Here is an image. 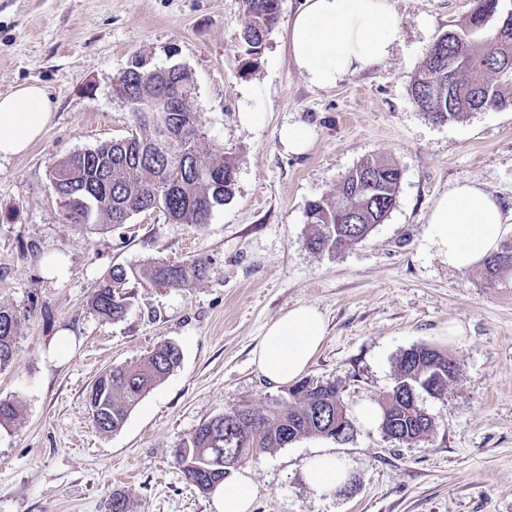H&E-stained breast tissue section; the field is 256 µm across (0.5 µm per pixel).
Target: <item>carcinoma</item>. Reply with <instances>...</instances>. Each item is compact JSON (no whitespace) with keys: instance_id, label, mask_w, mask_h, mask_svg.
Segmentation results:
<instances>
[{"instance_id":"cac0c4a2","label":"carcinoma","mask_w":512,"mask_h":512,"mask_svg":"<svg viewBox=\"0 0 512 512\" xmlns=\"http://www.w3.org/2000/svg\"><path fill=\"white\" fill-rule=\"evenodd\" d=\"M243 3L247 22L241 40L246 52L253 54L279 21L278 0ZM491 10V0H474L470 14L452 28L453 37L443 34L435 42V54L454 74V89H448L444 81H426L434 60L428 55L421 61L411 95L428 118L446 122L477 112L483 105L512 107V31L502 39L486 27ZM475 35L487 41L483 57L461 51ZM142 60L143 56H134L122 77L123 105L134 114L135 129L120 139L74 152L51 169L65 224H126L142 209L157 210L178 224H205L215 207L233 197V160L222 153L208 162L202 160L206 133L201 115L194 109L196 88L191 74L179 65L168 73H148L140 67ZM177 81L189 91L183 110L147 111L149 103ZM401 179L402 171L385 159L361 161L343 178L335 197L308 203L307 219L313 231L307 237V247L315 253H336L365 240L383 213L396 206ZM347 209L358 211L361 223H345L342 212ZM509 251L512 241L486 258L484 274L489 283L512 277V266L502 264ZM205 271L200 258L178 264L153 261L133 273L114 266L95 286L90 305L99 317L118 321L129 305V292L125 291L129 277L140 284L186 288ZM20 324L14 310L0 306V371L14 361ZM180 359L178 346L167 342L130 364L102 372L86 393L94 426L104 433L122 427L131 409L174 371ZM458 374L457 363L437 348L403 352L396 362L395 386L380 403L385 437L400 445L425 439L433 430V421L412 393L429 383L434 394L441 395ZM337 391L332 382L301 379L288 389L284 400L264 407L239 405L199 425L175 450V460L186 481L208 493L239 465L287 442L304 436L345 442L355 425ZM18 416L15 402L1 398L0 426L15 422Z\"/></svg>"}]
</instances>
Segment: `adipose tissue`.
I'll return each mask as SVG.
<instances>
[{
  "label": "adipose tissue",
  "instance_id": "1",
  "mask_svg": "<svg viewBox=\"0 0 512 512\" xmlns=\"http://www.w3.org/2000/svg\"><path fill=\"white\" fill-rule=\"evenodd\" d=\"M398 15L389 0H302L288 26V46L297 71L312 86L331 88L346 76L369 70L391 54ZM50 101L42 87L21 85L0 97V158L25 153L50 124ZM512 231V210L481 184L462 180L434 202L428 238L450 268L468 271L496 252ZM327 324L312 304L296 305L269 324L254 350L262 374L276 383L296 381L326 335ZM305 481L331 495L350 476L336 455L310 459ZM257 487L244 475L216 487L215 512H250Z\"/></svg>",
  "mask_w": 512,
  "mask_h": 512
}]
</instances>
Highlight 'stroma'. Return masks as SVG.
Here are the masks:
<instances>
[{
  "label": "stroma",
  "mask_w": 512,
  "mask_h": 512,
  "mask_svg": "<svg viewBox=\"0 0 512 512\" xmlns=\"http://www.w3.org/2000/svg\"><path fill=\"white\" fill-rule=\"evenodd\" d=\"M390 3L399 16L390 57L318 89L288 51L300 0H280L256 55L241 42L242 0H0V95L38 83L53 106L26 154L0 158V304L21 318L16 359L0 372V398L20 410L0 427V512H109L116 491L131 512H215L174 450L238 404L284 397L253 350L265 327L300 303L327 320L306 376L336 383L349 408L379 402L411 347L444 350L460 371L444 395L419 394L434 426L417 443L360 426L343 443L304 437L246 463L258 488L253 512H512V282L449 268L427 239L434 201L458 181H477L512 208V108L428 119L411 97L415 72L474 2ZM136 54L191 74L204 156L232 157L234 197L200 226L159 212L111 229L63 223L48 171L131 129L111 86ZM245 110L258 115L252 125L239 121ZM287 124L310 129L305 153L280 143ZM368 157L400 167L395 208L346 250L310 251L308 203L334 195ZM50 255L65 260L64 276L45 272ZM196 258L208 271L190 287L130 281L120 321L89 305L112 267ZM452 321L466 334L451 342L443 330ZM167 341L181 349L179 367L120 430L99 432L86 404L91 382ZM319 450L351 471L329 497L304 480V463Z\"/></svg>",
  "instance_id": "obj_1"
}]
</instances>
